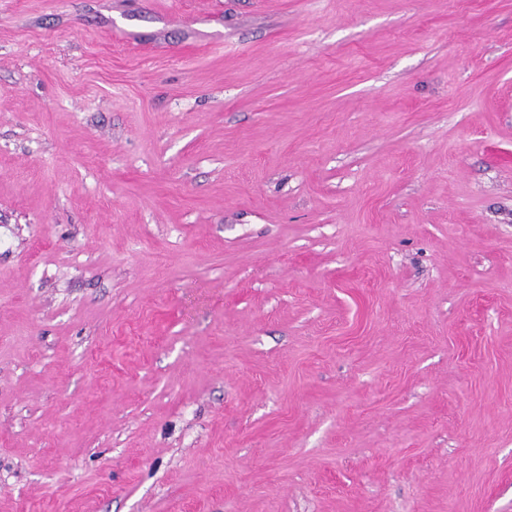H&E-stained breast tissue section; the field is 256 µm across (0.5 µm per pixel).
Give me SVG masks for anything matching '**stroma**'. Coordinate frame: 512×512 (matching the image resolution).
Segmentation results:
<instances>
[{
    "label": "stroma",
    "instance_id": "1",
    "mask_svg": "<svg viewBox=\"0 0 512 512\" xmlns=\"http://www.w3.org/2000/svg\"><path fill=\"white\" fill-rule=\"evenodd\" d=\"M0 512H512V0H0Z\"/></svg>",
    "mask_w": 512,
    "mask_h": 512
}]
</instances>
